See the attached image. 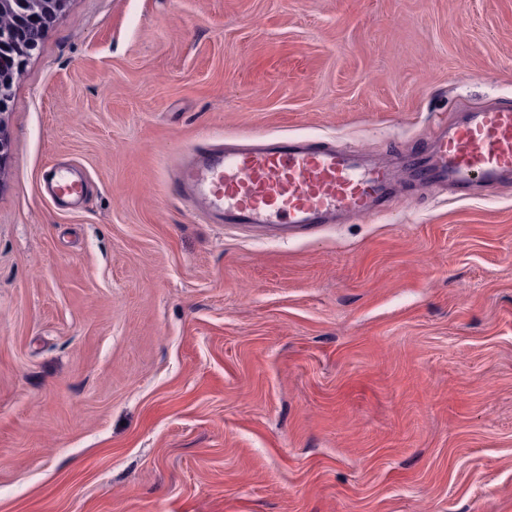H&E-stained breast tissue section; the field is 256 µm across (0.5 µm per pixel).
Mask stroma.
<instances>
[{"label":"stroma","mask_w":512,"mask_h":512,"mask_svg":"<svg viewBox=\"0 0 512 512\" xmlns=\"http://www.w3.org/2000/svg\"><path fill=\"white\" fill-rule=\"evenodd\" d=\"M498 101L512 0H68L5 114L0 512H512V186L279 235L167 183L205 130L386 157ZM45 195L55 205L63 201H84L89 194L85 177L78 176L68 168L50 170L43 183Z\"/></svg>","instance_id":"1"}]
</instances>
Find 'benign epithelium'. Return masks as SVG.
<instances>
[{
  "label": "benign epithelium",
  "mask_w": 512,
  "mask_h": 512,
  "mask_svg": "<svg viewBox=\"0 0 512 512\" xmlns=\"http://www.w3.org/2000/svg\"><path fill=\"white\" fill-rule=\"evenodd\" d=\"M1 8L13 14L14 24L8 31L0 32V168L6 163L10 151L3 118L13 95V83L7 76V69L13 64L22 67L38 49L46 31L42 16L50 13L48 9L33 7V0H0Z\"/></svg>",
  "instance_id": "obj_1"
}]
</instances>
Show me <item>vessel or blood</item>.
I'll use <instances>...</instances> for the list:
<instances>
[{"instance_id": "vessel-or-blood-1", "label": "vessel or blood", "mask_w": 512, "mask_h": 512, "mask_svg": "<svg viewBox=\"0 0 512 512\" xmlns=\"http://www.w3.org/2000/svg\"><path fill=\"white\" fill-rule=\"evenodd\" d=\"M512 182V103L477 107L439 125L431 145L398 167L365 164L362 152L333 142L264 135L221 145L201 138L172 180L175 192L212 224L284 226L302 232L339 216L387 212L397 191L448 188L470 193ZM53 204L83 201L85 177L50 170Z\"/></svg>"}]
</instances>
